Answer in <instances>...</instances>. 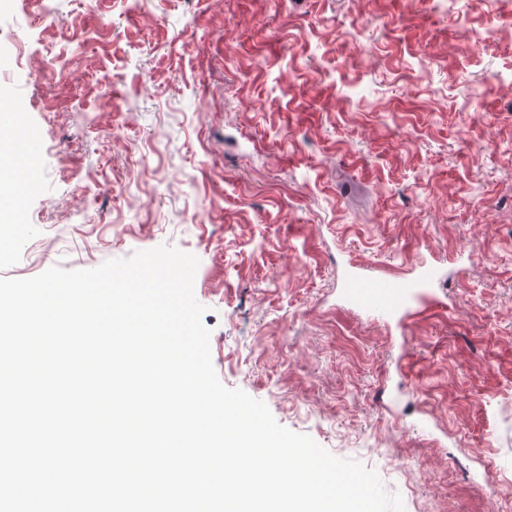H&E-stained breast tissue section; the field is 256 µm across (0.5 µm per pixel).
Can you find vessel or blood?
I'll return each mask as SVG.
<instances>
[{"mask_svg":"<svg viewBox=\"0 0 512 512\" xmlns=\"http://www.w3.org/2000/svg\"><path fill=\"white\" fill-rule=\"evenodd\" d=\"M441 279L440 270L427 265L409 278L367 276L354 271L349 276L344 298L367 317L400 324L424 312L434 286Z\"/></svg>","mask_w":512,"mask_h":512,"instance_id":"b4317fda","label":"vessel or blood"}]
</instances>
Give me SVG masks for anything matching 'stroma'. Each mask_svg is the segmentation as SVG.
Segmentation results:
<instances>
[{"instance_id": "stroma-1", "label": "stroma", "mask_w": 512, "mask_h": 512, "mask_svg": "<svg viewBox=\"0 0 512 512\" xmlns=\"http://www.w3.org/2000/svg\"><path fill=\"white\" fill-rule=\"evenodd\" d=\"M15 92L40 189L0 210V277L193 254L226 387L405 512H502L512 0H0V102ZM423 262L446 277L436 314L386 325L342 299L349 271Z\"/></svg>"}]
</instances>
